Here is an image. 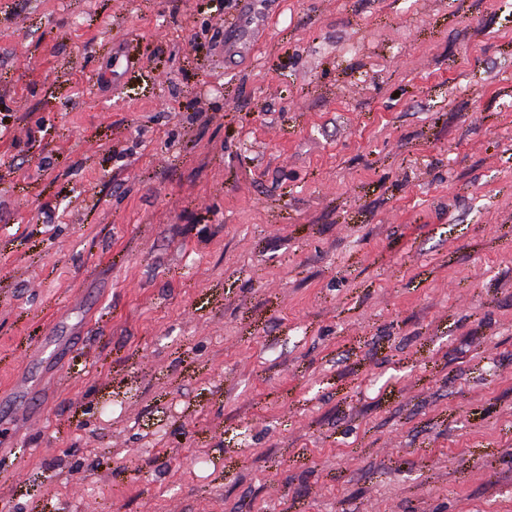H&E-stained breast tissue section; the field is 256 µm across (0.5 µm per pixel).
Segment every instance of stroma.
Masks as SVG:
<instances>
[{
	"label": "stroma",
	"mask_w": 512,
	"mask_h": 512,
	"mask_svg": "<svg viewBox=\"0 0 512 512\" xmlns=\"http://www.w3.org/2000/svg\"><path fill=\"white\" fill-rule=\"evenodd\" d=\"M0 447V512H512V0H0Z\"/></svg>",
	"instance_id": "obj_1"
}]
</instances>
